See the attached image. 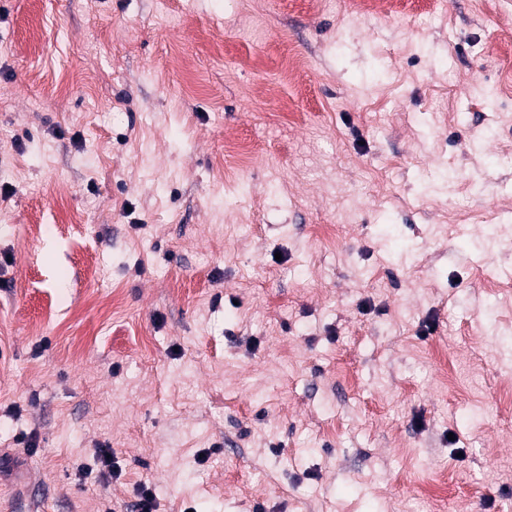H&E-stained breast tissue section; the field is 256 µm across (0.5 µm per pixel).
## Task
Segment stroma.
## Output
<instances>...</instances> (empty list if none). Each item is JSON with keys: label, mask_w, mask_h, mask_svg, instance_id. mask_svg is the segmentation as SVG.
<instances>
[{"label": "stroma", "mask_w": 512, "mask_h": 512, "mask_svg": "<svg viewBox=\"0 0 512 512\" xmlns=\"http://www.w3.org/2000/svg\"><path fill=\"white\" fill-rule=\"evenodd\" d=\"M351 9L0 0V512H512V0Z\"/></svg>", "instance_id": "1"}]
</instances>
